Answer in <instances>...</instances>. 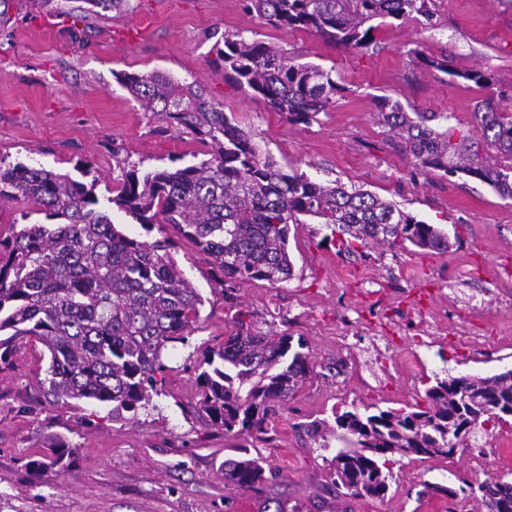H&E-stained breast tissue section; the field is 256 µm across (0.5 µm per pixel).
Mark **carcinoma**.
Returning <instances> with one entry per match:
<instances>
[{
	"instance_id": "obj_1",
	"label": "carcinoma",
	"mask_w": 512,
	"mask_h": 512,
	"mask_svg": "<svg viewBox=\"0 0 512 512\" xmlns=\"http://www.w3.org/2000/svg\"><path fill=\"white\" fill-rule=\"evenodd\" d=\"M267 24L285 31L306 29L350 50L373 42L375 20H400L413 13L430 18L428 0H247ZM224 69L264 96L270 106L297 123L308 124L336 103L339 90L318 65L298 64L258 39H224ZM119 81L163 122L159 130L186 126L210 151L207 158L174 169L139 171L120 167L117 204L151 231L169 224L196 244L218 272L224 301L234 307L236 288L255 280L276 285L293 273L288 255L290 225L314 217L337 226L351 240L391 248L410 243L446 253L448 234L416 220L396 205L363 190L326 185L286 173L259 153L251 137L202 87L182 84L167 73L125 74ZM379 115L405 140L416 165L480 179L504 199L512 198V114L491 102L476 113L481 135L454 126H429L437 115L410 116L384 100ZM502 163L485 162V148ZM24 198L54 224H25L0 240V362L16 341L33 337L48 352L41 385L47 394L93 399L112 405V417L146 408L162 394L169 366L168 345L187 342L201 316L204 299L170 253L169 240L132 238L112 223L93 188L68 174L24 163L0 164V202ZM233 318L224 344L203 353L196 369L199 407L211 421L236 435L264 432L272 404L286 403L311 374L307 345L291 336L255 333ZM427 406L416 411L357 409L334 413V424L316 420L302 426L323 449L333 440L357 448L340 449L329 459L336 499L347 504L383 497L394 479L389 456L448 457L457 432L484 423L512 422V370L494 376H450L426 391ZM71 453L58 439L34 471L65 469ZM266 481L256 458L224 460V483L256 490ZM461 492L485 512H512V483L498 476L466 483Z\"/></svg>"
}]
</instances>
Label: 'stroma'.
<instances>
[{"instance_id": "stroma-1", "label": "stroma", "mask_w": 512, "mask_h": 512, "mask_svg": "<svg viewBox=\"0 0 512 512\" xmlns=\"http://www.w3.org/2000/svg\"><path fill=\"white\" fill-rule=\"evenodd\" d=\"M15 0L0 26V159L41 165L95 186L117 228L171 252L202 294L201 320L170 350L164 395L137 414L113 418L109 406L58 400L39 381L47 353L18 340L0 364V512H334L327 450L304 423L334 411L410 409L437 380L512 370V199L469 176L416 165L378 121L381 99L406 112L454 116L478 133L485 102L512 110V0H431V18L387 20L361 51L310 31L272 28L244 0H130L121 18L86 0ZM147 32L127 43L130 28ZM258 38L298 63L330 71L336 104L307 124L290 122L225 71V39ZM422 58H415L413 48ZM447 57L475 69L484 86L427 64ZM163 71L197 83L209 99L288 173L339 181L395 203L447 232V253L413 245L341 247L333 225L290 227V280L253 281L237 290L253 330L303 338L313 372L287 404L275 406L262 438L225 433L198 409L195 362L223 344L233 325L224 290L197 246L167 224L146 231L112 204V169L182 167L205 147L186 127L158 132L119 78ZM405 364L386 372L383 357ZM73 448L70 468L33 472L52 437ZM492 443L475 465L469 451ZM250 449L265 468L260 489L225 487L220 465ZM385 497L352 501V512H448L437 483L461 486L479 472H512V425L485 423L448 457L395 456Z\"/></svg>"}]
</instances>
